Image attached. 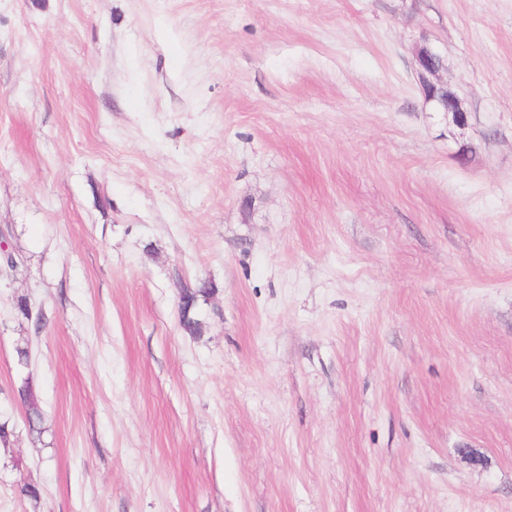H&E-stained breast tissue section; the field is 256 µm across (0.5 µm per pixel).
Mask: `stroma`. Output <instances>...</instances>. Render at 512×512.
Returning a JSON list of instances; mask_svg holds the SVG:
<instances>
[{
	"label": "stroma",
	"mask_w": 512,
	"mask_h": 512,
	"mask_svg": "<svg viewBox=\"0 0 512 512\" xmlns=\"http://www.w3.org/2000/svg\"><path fill=\"white\" fill-rule=\"evenodd\" d=\"M0 227V512H512V0H0ZM444 69L442 56L430 47H422L416 54V74L419 84L422 86L425 100L429 103L432 98H426L427 93L432 91L434 94L439 91L443 97L438 102L437 112L448 114V123L456 127H462L466 124V109L463 99L450 88L447 83L438 79L439 73ZM18 395L27 410V422L31 433H41L39 423L42 420L39 398L32 385L25 381L18 390Z\"/></svg>",
	"instance_id": "obj_1"
}]
</instances>
